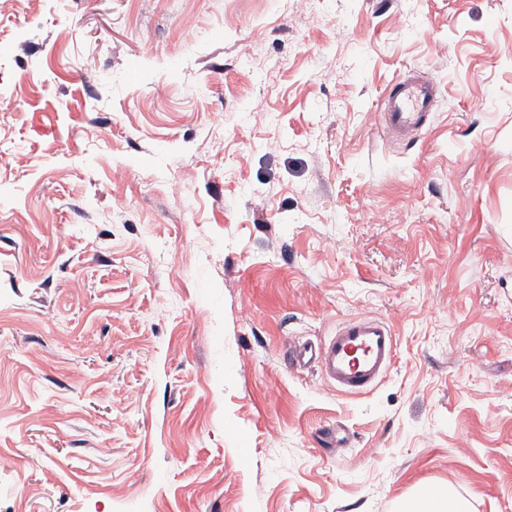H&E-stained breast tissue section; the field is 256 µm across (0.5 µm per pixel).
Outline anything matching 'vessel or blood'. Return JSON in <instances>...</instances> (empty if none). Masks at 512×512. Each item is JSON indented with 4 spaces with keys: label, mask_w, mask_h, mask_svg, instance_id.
<instances>
[{
    "label": "vessel or blood",
    "mask_w": 512,
    "mask_h": 512,
    "mask_svg": "<svg viewBox=\"0 0 512 512\" xmlns=\"http://www.w3.org/2000/svg\"><path fill=\"white\" fill-rule=\"evenodd\" d=\"M439 92L431 78H402L386 91L381 125L398 140L420 135ZM397 352L394 331L387 322L352 317L341 322L334 335L319 343L305 342L292 349V362L315 369L337 392L369 393L393 365Z\"/></svg>",
    "instance_id": "b4317fda"
}]
</instances>
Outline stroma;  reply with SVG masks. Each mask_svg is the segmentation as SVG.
Instances as JSON below:
<instances>
[{"label": "stroma", "instance_id": "35a3bbf8", "mask_svg": "<svg viewBox=\"0 0 512 512\" xmlns=\"http://www.w3.org/2000/svg\"><path fill=\"white\" fill-rule=\"evenodd\" d=\"M408 72L439 85L411 146ZM355 316L397 338L363 396L289 360ZM428 482L512 512V0L0 10V512ZM439 92L430 77L399 78L386 91L383 99L381 125L397 140L420 135L426 129L429 115Z\"/></svg>", "mask_w": 512, "mask_h": 512}]
</instances>
